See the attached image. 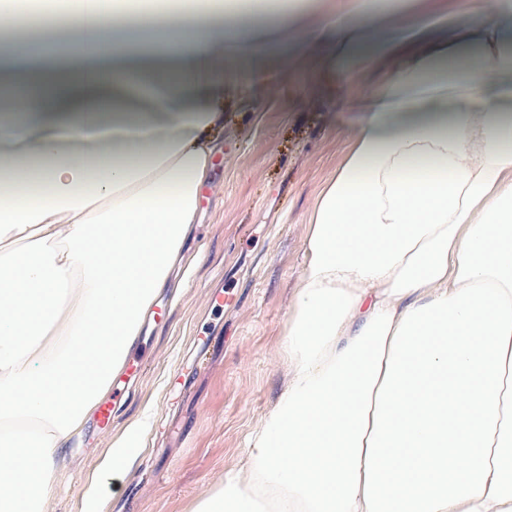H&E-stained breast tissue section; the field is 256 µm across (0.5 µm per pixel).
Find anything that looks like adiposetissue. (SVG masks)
<instances>
[{
  "label": "adipose tissue",
  "mask_w": 512,
  "mask_h": 512,
  "mask_svg": "<svg viewBox=\"0 0 512 512\" xmlns=\"http://www.w3.org/2000/svg\"><path fill=\"white\" fill-rule=\"evenodd\" d=\"M455 6L461 31L424 14L399 41L343 16L325 49L284 6L74 0L68 53L0 57V126L39 135L0 164V512H46L177 266L224 103H172L230 39L292 70H392L312 214L282 390L192 512H512V122L494 92L512 0ZM159 73L166 95L124 111ZM151 425L143 410L87 472L76 512H99Z\"/></svg>",
  "instance_id": "obj_1"
}]
</instances>
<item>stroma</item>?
Listing matches in <instances>:
<instances>
[{
	"label": "stroma",
	"mask_w": 512,
	"mask_h": 512,
	"mask_svg": "<svg viewBox=\"0 0 512 512\" xmlns=\"http://www.w3.org/2000/svg\"><path fill=\"white\" fill-rule=\"evenodd\" d=\"M426 7L449 27L465 21L452 0H407L362 23L396 33ZM242 65L237 56L212 60L224 127L181 268L167 287L177 301L157 298L141 327L138 372L108 395L112 429L101 432L91 419L73 438L50 512H74L83 475L147 405L153 424L145 450L118 485L104 489L103 512H192L245 455L251 426L282 386L277 351L312 210L389 68H360L350 57L352 84L331 72L307 83L268 53L253 62L269 81L264 92L242 83ZM209 290L223 292L222 308L204 301Z\"/></svg>",
	"instance_id": "1"
}]
</instances>
